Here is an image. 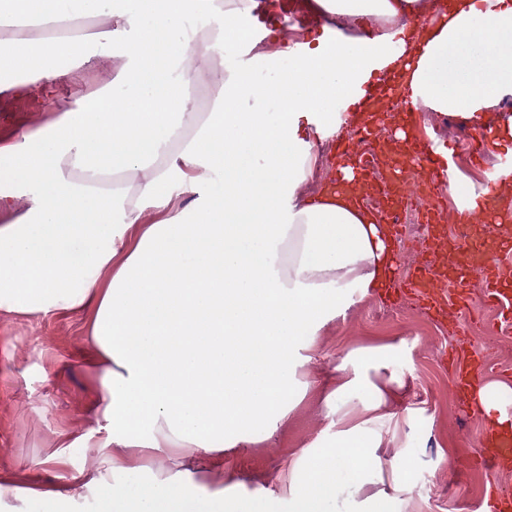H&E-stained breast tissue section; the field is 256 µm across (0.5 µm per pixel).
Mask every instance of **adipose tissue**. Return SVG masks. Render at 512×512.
Listing matches in <instances>:
<instances>
[{
    "label": "adipose tissue",
    "mask_w": 512,
    "mask_h": 512,
    "mask_svg": "<svg viewBox=\"0 0 512 512\" xmlns=\"http://www.w3.org/2000/svg\"><path fill=\"white\" fill-rule=\"evenodd\" d=\"M219 4L224 29L215 47L244 44L240 18L255 0H93L109 26L45 40L40 66L25 55L27 34L14 38L11 68L41 84L122 46L99 95L63 101L54 122L0 147V171L42 187L18 215L15 192L0 178V313H93L89 339L104 370L97 405L112 422L104 441L112 453L89 476L97 512H267L234 486L204 490L189 469L144 481L129 451L188 448L200 462L269 439L314 387L290 374L313 362L323 330L356 300L388 288L394 244L376 211L348 193H301L337 101L360 116L391 82L410 93L414 109L396 140L426 109L492 127L495 146L512 144V115L488 117L512 94V0H309L314 12L355 19L361 35L308 44L301 58L277 51L267 80L229 71L220 124L184 111L202 73L187 64V47L162 39L186 35L190 16ZM377 53L388 72L375 80ZM249 97L264 100V110L240 112ZM115 102L123 111H110ZM199 167L223 172L220 196L202 201L196 220L166 215L173 172ZM138 171L144 181L132 201L125 177ZM149 206L161 213L150 224ZM90 266L105 284L87 275ZM393 356L386 347L358 354L352 378L324 396L339 428L330 444L312 441L289 460L293 512H331L339 491L356 494L367 483L373 426L396 396L377 377L391 371ZM471 404L512 427L511 383L483 385Z\"/></svg>",
    "instance_id": "ef3b65f1"
}]
</instances>
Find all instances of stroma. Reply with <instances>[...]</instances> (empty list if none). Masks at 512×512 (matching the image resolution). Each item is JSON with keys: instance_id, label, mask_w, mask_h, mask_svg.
Here are the masks:
<instances>
[{"instance_id": "stroma-1", "label": "stroma", "mask_w": 512, "mask_h": 512, "mask_svg": "<svg viewBox=\"0 0 512 512\" xmlns=\"http://www.w3.org/2000/svg\"><path fill=\"white\" fill-rule=\"evenodd\" d=\"M288 6L298 16L296 23H288L278 11L255 9L241 18L249 34L247 43L225 56L210 49L203 60L204 77L192 94L202 112L215 111L225 67L259 74L261 58L270 46L296 50L313 38L328 36L329 26L319 22L304 0H288ZM117 63V58L104 57L95 68L73 69L62 83L39 86V108L0 120V139L18 129L40 128L53 118L58 97L96 93L110 80ZM417 132L430 138L438 153L448 154L471 193L481 190L482 170L461 162L460 146L439 135L432 113H425ZM221 181L220 173L206 168L174 173L168 187L173 211H182L192 199L210 197ZM484 295V283L477 278L461 289L449 287L447 308L437 317L424 314L408 298L397 304L389 295L371 297L367 305L350 307L321 336L316 362L296 370V380L304 382L321 379L332 369L342 383L351 376L344 363L352 351L396 348L393 373L400 381L399 398L388 405L394 420L375 427L380 472L362 491L366 497L386 498L389 512H488L491 489L512 493V480L504 479L503 468L478 462L451 470L445 463L448 456L472 453L489 424L469 406L449 405L453 363L469 365L479 386L494 380L512 382V352L504 365L491 367L473 334L474 324L485 313H493L500 323L512 316L499 309L487 310ZM89 322L90 315L84 311L63 312L50 319L0 316V476L25 474L33 488L45 490L67 484L76 468L99 460L98 446L110 425L95 412L101 368L87 341ZM328 424L324 405L306 398L287 429L215 461L202 483L207 490L220 489L232 474L244 496L278 488L290 457ZM64 445L70 448L69 464L48 463V456ZM400 460L405 461L407 472L398 484L393 469ZM96 508L95 491L78 485L71 500L63 504L24 493L0 496V512H96Z\"/></svg>"}]
</instances>
